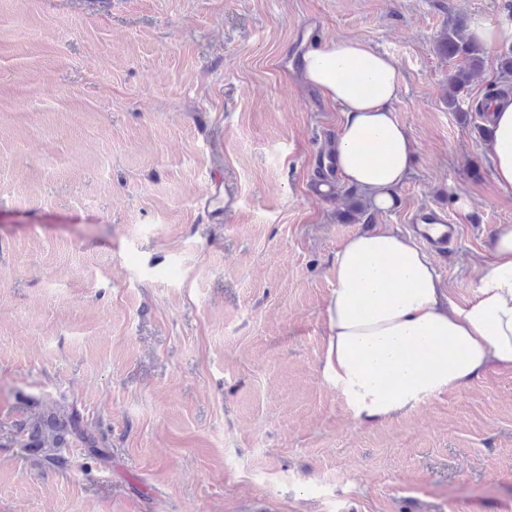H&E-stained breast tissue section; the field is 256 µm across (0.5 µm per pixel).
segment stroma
Here are the masks:
<instances>
[{
	"instance_id": "1",
	"label": "stroma",
	"mask_w": 512,
	"mask_h": 512,
	"mask_svg": "<svg viewBox=\"0 0 512 512\" xmlns=\"http://www.w3.org/2000/svg\"><path fill=\"white\" fill-rule=\"evenodd\" d=\"M505 2L0 0V512H512L511 370L379 424L323 373L345 238L409 235L433 209L457 227L431 257L459 303L512 224L435 49ZM309 29L398 62L418 155L387 211L311 189L340 112L298 75ZM504 52L485 49L465 105ZM51 401L108 461L9 441Z\"/></svg>"
}]
</instances>
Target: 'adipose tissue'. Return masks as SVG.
<instances>
[{"label": "adipose tissue", "mask_w": 512, "mask_h": 512, "mask_svg": "<svg viewBox=\"0 0 512 512\" xmlns=\"http://www.w3.org/2000/svg\"><path fill=\"white\" fill-rule=\"evenodd\" d=\"M299 68L342 115L332 148L341 182L388 208L417 153L394 110L397 61L343 37L306 51ZM490 121L493 180L511 194L512 101L496 102ZM334 268L323 372L359 422L408 415L487 367L512 370V224L497 225L475 294L461 304L415 239L384 227L347 237Z\"/></svg>", "instance_id": "obj_1"}]
</instances>
